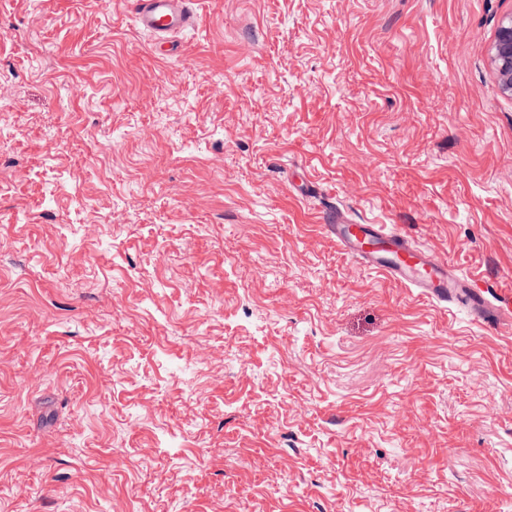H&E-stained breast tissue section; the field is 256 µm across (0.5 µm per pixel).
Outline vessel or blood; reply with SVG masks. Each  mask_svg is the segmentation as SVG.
I'll return each mask as SVG.
<instances>
[{
	"label": "vessel or blood",
	"instance_id": "b4317fda",
	"mask_svg": "<svg viewBox=\"0 0 512 512\" xmlns=\"http://www.w3.org/2000/svg\"><path fill=\"white\" fill-rule=\"evenodd\" d=\"M132 10L138 27L170 51L177 48L178 34L195 23L191 0H134ZM328 230L345 252L369 268L439 302L464 306L483 326L512 321L511 305L490 301L484 290L437 263L405 234L383 224H332Z\"/></svg>",
	"mask_w": 512,
	"mask_h": 512
}]
</instances>
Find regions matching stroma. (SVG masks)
Masks as SVG:
<instances>
[{
    "mask_svg": "<svg viewBox=\"0 0 512 512\" xmlns=\"http://www.w3.org/2000/svg\"><path fill=\"white\" fill-rule=\"evenodd\" d=\"M0 0V512H504L512 0ZM191 0H135L132 3L138 27L151 34L168 51L178 49V34L195 24ZM489 60L501 92L512 98V15L498 23ZM328 230L345 252L390 279L408 283L441 303L464 306L483 326L510 324V305L490 301L485 290L437 263L405 234L384 224H331Z\"/></svg>",
    "mask_w": 512,
    "mask_h": 512,
    "instance_id": "obj_1",
    "label": "stroma"
}]
</instances>
